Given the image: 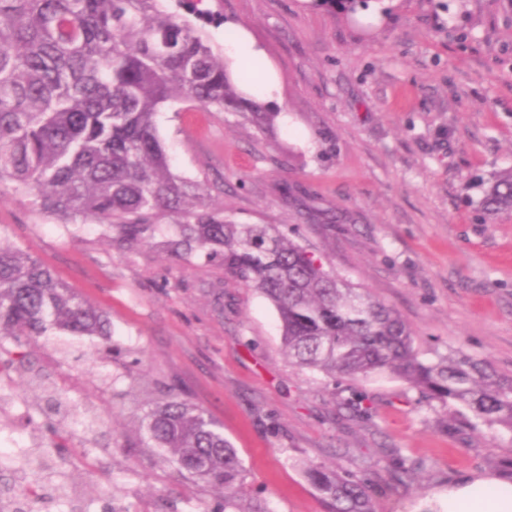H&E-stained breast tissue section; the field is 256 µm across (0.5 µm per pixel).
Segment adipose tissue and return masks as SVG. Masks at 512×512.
Wrapping results in <instances>:
<instances>
[{"instance_id": "adipose-tissue-1", "label": "adipose tissue", "mask_w": 512, "mask_h": 512, "mask_svg": "<svg viewBox=\"0 0 512 512\" xmlns=\"http://www.w3.org/2000/svg\"><path fill=\"white\" fill-rule=\"evenodd\" d=\"M224 33L231 82L244 97L280 111L281 77L265 50L233 21H225ZM486 485V480L478 478L449 489L447 512H512V484H498L495 498L487 501L481 496Z\"/></svg>"}]
</instances>
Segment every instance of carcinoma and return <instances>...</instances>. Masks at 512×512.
I'll list each match as a JSON object with an SVG mask.
<instances>
[{
  "label": "carcinoma",
  "instance_id": "1",
  "mask_svg": "<svg viewBox=\"0 0 512 512\" xmlns=\"http://www.w3.org/2000/svg\"><path fill=\"white\" fill-rule=\"evenodd\" d=\"M203 0H0V184L31 197L61 223L93 221L130 245L179 257L222 256L224 271L275 307L288 362L327 376L389 373L428 401L454 402L488 427L512 431V377L458 353L426 362L391 306L326 271L321 261L270 224H235L214 207L203 184L171 171L157 116L172 103L204 112L249 113L262 131L277 112L243 98L228 77L224 51L179 13L204 15ZM489 214L512 211V168L485 192ZM168 215L175 236L156 240L154 220ZM51 332L99 337L112 351L109 314L62 283L39 259L0 241V355L6 346ZM46 409L63 414L70 398L29 381ZM141 446L224 493V512H269L245 502L238 449L205 411L171 394L140 424ZM36 502L67 498L62 472L33 449ZM306 475L326 512H377L374 491L336 470ZM18 469L0 466V512H28L14 494Z\"/></svg>",
  "mask_w": 512,
  "mask_h": 512
}]
</instances>
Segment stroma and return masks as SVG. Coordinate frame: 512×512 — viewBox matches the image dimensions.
Here are the masks:
<instances>
[{
    "label": "stroma",
    "mask_w": 512,
    "mask_h": 512,
    "mask_svg": "<svg viewBox=\"0 0 512 512\" xmlns=\"http://www.w3.org/2000/svg\"><path fill=\"white\" fill-rule=\"evenodd\" d=\"M246 27L283 76L285 108L259 132L237 112L175 103L158 116L172 171L217 185L238 224H272L326 270L394 307L421 359L468 354L512 376V212L486 215L484 191L512 167V0H399L377 24L310 0H208ZM0 240L30 253L112 319L95 337L53 336L30 361L103 423L81 441L92 471L62 465L85 512H224L222 494L186 479L139 426L170 391L218 421L251 496L271 512H324L303 472L346 471L371 485L378 512H422L449 487L500 479L512 433L471 427L457 405L427 401L390 374L293 367L278 317L219 257L133 247L104 227L69 226L0 187ZM28 376L19 418L51 439ZM416 464L392 480V461Z\"/></svg>",
    "instance_id": "35a3bbf8"
}]
</instances>
